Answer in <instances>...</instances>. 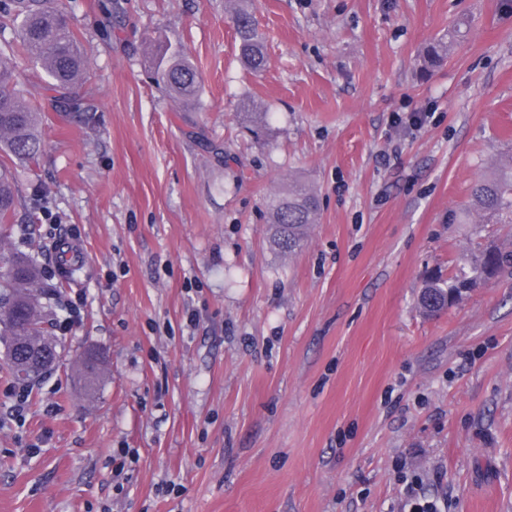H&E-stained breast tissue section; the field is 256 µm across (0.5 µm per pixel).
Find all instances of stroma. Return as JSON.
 <instances>
[{"mask_svg": "<svg viewBox=\"0 0 512 512\" xmlns=\"http://www.w3.org/2000/svg\"><path fill=\"white\" fill-rule=\"evenodd\" d=\"M94 121L43 113L19 250L83 249L85 305L22 422L0 341V512H512V275L434 317L426 277L512 248L453 213L512 152V13L500 0H250L268 64L239 55L229 0H64ZM466 37L439 67L421 49ZM182 47L192 105L151 56ZM428 112L417 131L395 115ZM320 210L274 252L289 182ZM101 360L95 393L77 367Z\"/></svg>", "mask_w": 512, "mask_h": 512, "instance_id": "35a3bbf8", "label": "stroma"}]
</instances>
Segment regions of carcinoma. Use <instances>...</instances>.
I'll return each instance as SVG.
<instances>
[{
	"instance_id": "obj_1",
	"label": "carcinoma",
	"mask_w": 512,
	"mask_h": 512,
	"mask_svg": "<svg viewBox=\"0 0 512 512\" xmlns=\"http://www.w3.org/2000/svg\"><path fill=\"white\" fill-rule=\"evenodd\" d=\"M0 14L16 25L20 48L41 70L49 100L69 110H81L88 76L81 42L69 25L63 0H57L55 7L48 6V0H0ZM232 19L244 63L254 71L262 69L266 64L265 44L255 15L238 8ZM154 73L157 83L174 100L184 104L198 100L199 74L182 50H160L154 58ZM39 118L37 106L15 88V70L1 50L0 153L14 162L37 163L42 153ZM21 207L15 169L0 161V229L5 231L0 236V336L6 337L14 378L25 384L45 370L31 368L21 355L36 352L41 346L50 350L51 361L57 359L56 340L49 325L58 315L45 306L49 294L38 256L14 251L6 234ZM268 208L269 243L277 253L288 256L301 246L310 225L316 223L317 199L310 188L292 182L270 198ZM455 218L461 224H512V158L473 183L468 203ZM506 272L512 274V250L487 248L470 259L468 270L446 281H427L419 295V306L429 314H438L448 309L447 296L452 289L477 288ZM81 373L86 387L94 389L100 377L98 360L84 361Z\"/></svg>"
}]
</instances>
